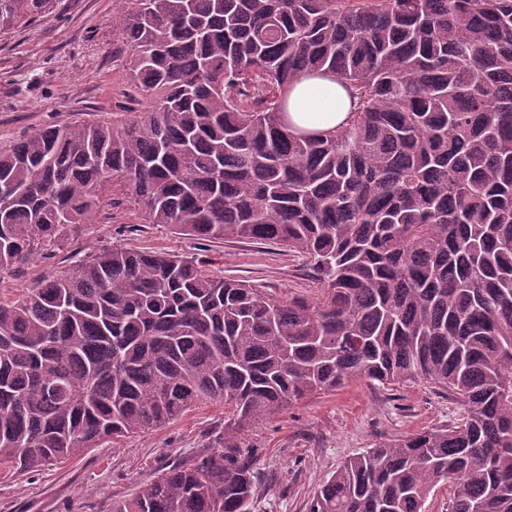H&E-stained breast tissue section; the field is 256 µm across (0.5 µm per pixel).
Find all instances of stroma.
<instances>
[{
	"label": "stroma",
	"mask_w": 512,
	"mask_h": 512,
	"mask_svg": "<svg viewBox=\"0 0 512 512\" xmlns=\"http://www.w3.org/2000/svg\"><path fill=\"white\" fill-rule=\"evenodd\" d=\"M123 8L122 0H52L36 21L0 31V147L49 124L128 119ZM113 198L96 223L0 273V291L21 293L62 274L79 257L123 246L192 259L209 274L251 282L278 299L317 294L297 254L268 242L201 241L144 224L123 194ZM461 413L456 400L423 381L384 386L356 379L314 395L238 436V447L256 451L258 487L247 512H306L313 492L349 457L386 439L449 427ZM223 442L224 407L206 404L162 428L31 474L0 467V512H112L114 502L160 470L192 463Z\"/></svg>",
	"instance_id": "obj_1"
}]
</instances>
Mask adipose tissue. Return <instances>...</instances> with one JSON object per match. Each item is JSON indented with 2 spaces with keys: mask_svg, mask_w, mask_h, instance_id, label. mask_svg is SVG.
<instances>
[{
  "mask_svg": "<svg viewBox=\"0 0 512 512\" xmlns=\"http://www.w3.org/2000/svg\"><path fill=\"white\" fill-rule=\"evenodd\" d=\"M350 97L332 78L304 76L289 98L288 122L297 132H318L342 126L349 115Z\"/></svg>",
  "mask_w": 512,
  "mask_h": 512,
  "instance_id": "obj_1",
  "label": "adipose tissue"
}]
</instances>
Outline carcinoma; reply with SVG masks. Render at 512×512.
Returning a JSON list of instances; mask_svg holds the SVG:
<instances>
[{
	"label": "carcinoma",
	"mask_w": 512,
	"mask_h": 512,
	"mask_svg": "<svg viewBox=\"0 0 512 512\" xmlns=\"http://www.w3.org/2000/svg\"><path fill=\"white\" fill-rule=\"evenodd\" d=\"M51 0H0V28ZM132 118L0 150V270L94 224L273 242L286 301L172 253L114 246L0 298V461L19 472L224 404V448L112 512H245L252 423L356 378L424 380L458 422L347 459L307 512H512V0H124ZM357 99L295 133L301 76Z\"/></svg>",
	"instance_id": "carcinoma-1"
}]
</instances>
